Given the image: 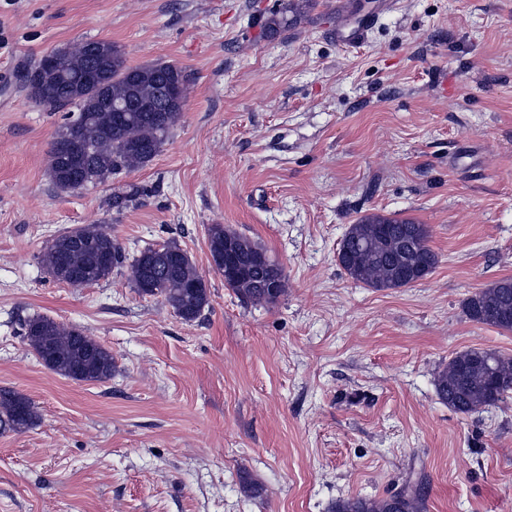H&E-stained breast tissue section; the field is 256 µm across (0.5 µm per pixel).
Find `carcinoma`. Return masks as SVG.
I'll return each instance as SVG.
<instances>
[{"label":"carcinoma","mask_w":512,"mask_h":512,"mask_svg":"<svg viewBox=\"0 0 512 512\" xmlns=\"http://www.w3.org/2000/svg\"><path fill=\"white\" fill-rule=\"evenodd\" d=\"M311 0H281L264 25L274 37L296 25ZM63 73L42 77V104L68 109L49 152L48 173L60 191L81 180L106 182L146 166L160 151L179 121L191 77L169 63L129 65L117 45L83 40L56 48ZM129 106L119 114L105 103ZM146 190L136 184L118 186L112 207L121 210L136 203ZM237 240L235 261L239 273L225 283L238 297L253 304L273 303L283 293L260 287L266 280H283L275 263L257 264L259 246L234 231L215 224L209 228L211 258H224L227 236ZM430 232L411 219L365 215L349 225L341 246L347 252L340 266L355 282L377 290L409 286L431 273L438 254L429 245ZM56 280L83 287L108 279L127 267L139 293L159 297L181 319H198L210 304L203 276L175 240L148 248L128 258L112 235L97 224L75 228L55 238L39 256ZM464 309L473 321L512 331V279L497 281L469 297ZM27 345L52 372L72 380L105 382L112 377V353L77 326H66L35 314L22 324ZM437 396L448 408L473 414L503 401L512 393V357L492 349L471 348L456 353L434 376ZM39 414L33 402L10 388H0V433H22L33 428ZM331 512H426V498L416 484L385 497L337 499Z\"/></svg>","instance_id":"carcinoma-1"}]
</instances>
